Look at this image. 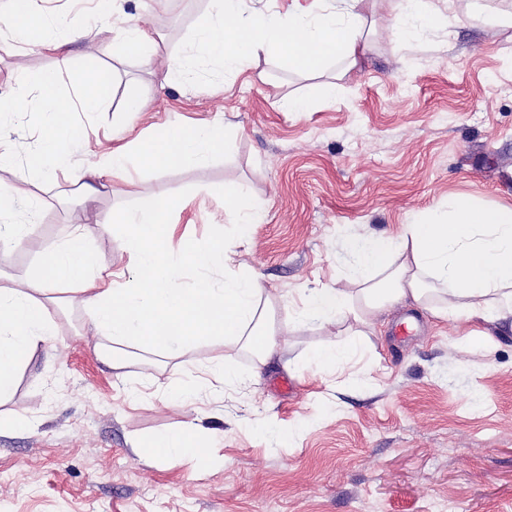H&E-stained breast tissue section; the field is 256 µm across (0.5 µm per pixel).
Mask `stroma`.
Returning <instances> with one entry per match:
<instances>
[{
  "instance_id": "35a3bbf8",
  "label": "stroma",
  "mask_w": 512,
  "mask_h": 512,
  "mask_svg": "<svg viewBox=\"0 0 512 512\" xmlns=\"http://www.w3.org/2000/svg\"><path fill=\"white\" fill-rule=\"evenodd\" d=\"M461 2L469 20L421 33L415 49L371 36L332 101L274 55L238 75L215 65L196 81L166 82L185 61L186 33L206 0H116V12L163 38L149 69L105 24L66 64L22 45L0 55V94L23 92L32 69L57 72L69 93L82 69L118 71L105 110L74 113L85 136L71 163L115 150L129 156L128 178L88 203L65 178L31 184L39 228L0 250V284L22 285L81 225L97 271L113 287L128 285L124 228L111 225L112 213L168 191L181 198L169 219L171 248L223 238L236 266L277 297L275 322L288 340L259 371L251 352H236L246 386L180 405L169 390L203 375L220 346L164 363L141 353L115 377L79 294L61 285L66 308H48L57 335L36 347L12 398L0 402V421L24 422L0 432V512H512L511 330L480 349L466 327L405 302L380 315L382 334L361 360L318 374L307 356L325 329L288 325L304 291L335 284L351 238L397 234L452 194L512 202V19L495 21L502 0ZM132 80L146 100L133 117L122 107ZM290 94L312 97L310 111H283ZM212 122L230 133L222 156L144 170L138 140L175 123ZM41 129L33 109L0 125L15 167L32 158ZM228 184L263 207L264 223L238 232L225 210ZM266 415L295 428L289 446L253 427ZM188 423L216 443L205 462L132 449Z\"/></svg>"
}]
</instances>
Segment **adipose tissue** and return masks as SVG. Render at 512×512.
<instances>
[{"label": "adipose tissue", "mask_w": 512, "mask_h": 512, "mask_svg": "<svg viewBox=\"0 0 512 512\" xmlns=\"http://www.w3.org/2000/svg\"><path fill=\"white\" fill-rule=\"evenodd\" d=\"M0 20L7 25L8 40L59 55L65 63L74 43L95 34L94 26L86 24L57 35L58 20L45 10L44 0H0ZM460 20L459 8H441L436 0H332L328 7L323 0H289L285 10L270 13L247 9L245 0H207L204 19L188 33V62L168 70L167 77L191 80L214 63L236 75L264 52L280 56L291 70L321 77L318 92L332 100L365 49V31L387 28L406 47L417 29L445 30ZM112 30L122 47L139 51L143 65H153L156 39L151 31L124 17L113 19ZM101 78L96 70L78 75L80 94L74 99L61 90L57 73L33 70L24 93L0 97V119L25 111L31 93L46 115L36 155L13 182H0V199L11 202L0 208V248L36 230L40 202L27 192L28 184L62 176L79 182L90 197L99 192L104 176L124 178L128 157L121 151L85 171L70 166L82 140L72 114L105 108ZM226 140L219 126H173L140 141L138 148L146 167L188 168L223 154ZM178 204L175 195L155 194L133 209L113 213V222L125 228L133 270L127 287H100L90 240L78 228L42 256L26 287L0 285L1 402L12 397L16 373L31 352L56 335L48 306L65 283L81 285L90 323L106 340L101 359L115 373L127 368L137 349L168 360L199 341L224 346L206 377L174 390L173 401L240 386L232 351L252 349L260 365L271 358L281 342L271 291L255 273L235 268L234 252L224 243H189L172 253L168 224ZM347 250L349 261L335 286L303 293L288 315L294 326L335 327V335L310 354L316 371L337 372L354 361L375 331L377 313L407 298L437 319L468 325L485 348L493 343V327L512 323V204L452 197L415 214L398 236L355 238ZM215 271L223 272V282L212 279ZM188 275L193 284L186 288L182 280ZM150 446L173 462L207 455L191 424L157 435Z\"/></svg>", "instance_id": "obj_1"}]
</instances>
